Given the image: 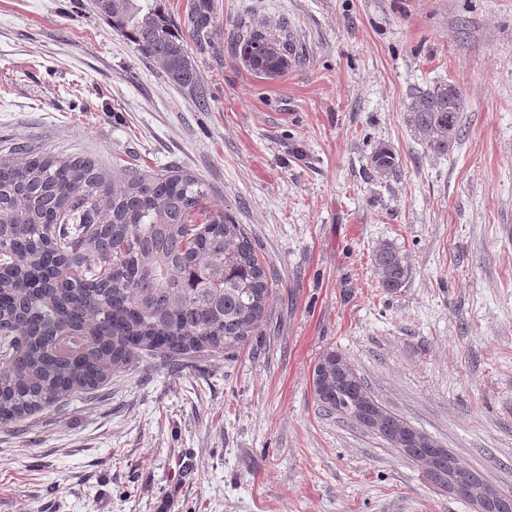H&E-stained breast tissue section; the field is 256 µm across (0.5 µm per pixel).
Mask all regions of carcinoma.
<instances>
[{
	"mask_svg": "<svg viewBox=\"0 0 512 512\" xmlns=\"http://www.w3.org/2000/svg\"><path fill=\"white\" fill-rule=\"evenodd\" d=\"M94 10L157 63L174 85L204 100V82L186 38L156 0H92ZM188 28L211 33L212 0H192ZM246 63L272 57L288 67L276 39L252 33L238 44ZM407 121L434 153L460 135L463 97L446 82L415 87ZM381 176L396 168L387 149L371 156ZM373 266L396 290L411 267L389 244ZM267 272L242 225L209 206V189L181 170L135 167L109 176L90 156L20 150L0 164V425H17L70 396L96 390L144 353L173 363L230 353L258 331L269 309ZM314 368L315 394L330 412L361 421L372 400L363 379ZM406 422L378 408L372 429L418 463L435 440L404 447Z\"/></svg>",
	"mask_w": 512,
	"mask_h": 512,
	"instance_id": "cac0c4a2",
	"label": "carcinoma"
}]
</instances>
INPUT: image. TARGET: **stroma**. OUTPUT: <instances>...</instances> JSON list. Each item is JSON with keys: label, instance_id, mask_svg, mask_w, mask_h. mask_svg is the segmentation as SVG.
Masks as SVG:
<instances>
[{"label": "stroma", "instance_id": "1", "mask_svg": "<svg viewBox=\"0 0 512 512\" xmlns=\"http://www.w3.org/2000/svg\"><path fill=\"white\" fill-rule=\"evenodd\" d=\"M189 39L200 108L91 0H0V162L17 147L109 173L178 168L243 225L273 289L258 334L177 367L150 356L0 426V512H474L373 429L325 412L326 352L386 410L512 493V0H213ZM287 70L256 76L239 37ZM464 97L447 154L409 93ZM393 174L372 173L379 146ZM411 266L382 288L373 255ZM238 52L243 61H245L254 73L266 77H272L279 74H271L267 70L252 66L251 61L257 58L273 57L277 60L284 70L288 68V55L280 48L276 39L264 35L261 32L252 33L243 38L238 44ZM282 71V73L284 72ZM373 266L383 288L397 290L410 280L412 269L404 256L392 245L383 244L377 248Z\"/></svg>", "mask_w": 512, "mask_h": 512}]
</instances>
